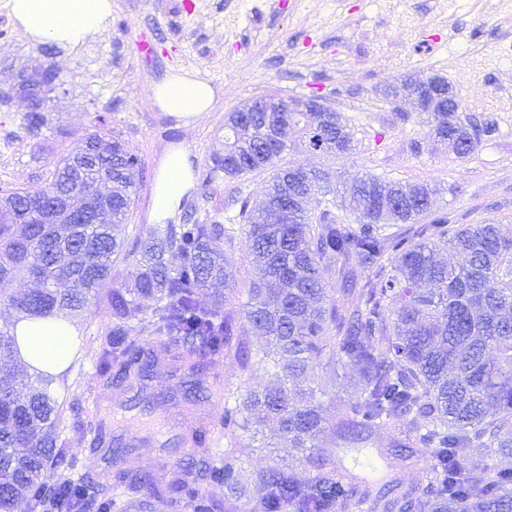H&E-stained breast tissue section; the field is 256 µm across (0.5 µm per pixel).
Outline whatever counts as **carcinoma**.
<instances>
[{
  "label": "carcinoma",
  "instance_id": "obj_1",
  "mask_svg": "<svg viewBox=\"0 0 512 512\" xmlns=\"http://www.w3.org/2000/svg\"><path fill=\"white\" fill-rule=\"evenodd\" d=\"M425 80L407 77L391 95L415 102ZM435 135L460 156L467 136L448 126V113L430 111ZM224 152L211 157L207 179L236 178L272 170L263 196L243 203L240 218L248 247L260 262L247 301L226 307L212 286H229L232 266L224 254V225L185 220L159 224L131 243L114 235L127 223L137 191L140 161L121 136L88 134L56 166L47 185L5 195L0 208V303L26 318L68 315L107 290L112 327L99 337L98 373L108 385L133 386L162 354L176 352L193 376L186 400L204 390L199 371L208 360L235 352L248 363L276 357L277 383L224 408V434L278 423V437L296 450L297 462L327 432L321 395L340 370L360 379V392L336 409L335 438L352 448L377 429L402 420L429 449L427 486L391 499L371 498L354 477L321 465L302 477L294 463L253 477L255 505L248 512H512V469L497 465L512 456V237L500 225L449 223L432 209L435 189L424 183L356 178L344 197L357 204L352 224L330 210L310 223L313 204L328 174L290 164L275 166L288 139L302 135L326 153H344L352 137L337 112H231ZM102 182L112 184V204L98 224H45L46 191L74 199ZM463 257L453 265L448 255ZM178 263H170L168 256ZM133 259L136 275L110 288L117 259ZM336 263L347 299L336 303L321 267ZM38 288L14 293L18 280ZM209 293L211 302L200 296ZM152 301L148 309L142 300ZM166 339L154 349L139 333ZM264 343L252 353L240 335ZM332 341L328 381L315 374ZM60 376L31 374L16 357L10 326L0 329V512H112L113 492L137 512L156 503L191 506L192 512H237L217 497L241 477L236 449L216 455L209 432L191 435L196 460L170 472L163 485L151 475L117 470L69 478L80 460L61 437L65 412L71 430L93 435L92 451L112 454L102 424L81 417L78 402L55 394ZM472 448L484 463L462 472L457 449ZM60 478L52 481L49 474Z\"/></svg>",
  "mask_w": 512,
  "mask_h": 512
}]
</instances>
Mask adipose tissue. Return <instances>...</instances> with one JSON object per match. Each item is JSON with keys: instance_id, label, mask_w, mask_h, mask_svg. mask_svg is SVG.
I'll list each match as a JSON object with an SVG mask.
<instances>
[{"instance_id": "1", "label": "adipose tissue", "mask_w": 512, "mask_h": 512, "mask_svg": "<svg viewBox=\"0 0 512 512\" xmlns=\"http://www.w3.org/2000/svg\"><path fill=\"white\" fill-rule=\"evenodd\" d=\"M11 13L33 42L75 48L107 29L112 0H11ZM151 95L159 109L191 126L203 113L211 111L216 91L191 73L178 71L153 83ZM193 186L187 151L166 150L156 167L151 222L161 224L173 218ZM12 333L17 356L29 368L57 374L71 359L76 331L67 320L22 319L16 322Z\"/></svg>"}]
</instances>
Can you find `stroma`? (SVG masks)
Returning <instances> with one entry per match:
<instances>
[{
  "mask_svg": "<svg viewBox=\"0 0 512 512\" xmlns=\"http://www.w3.org/2000/svg\"><path fill=\"white\" fill-rule=\"evenodd\" d=\"M53 66L59 88L38 132H30L26 101L12 90L32 66ZM172 70L193 72L218 91L217 103L184 126L153 102L149 87ZM407 74L438 75L451 85L458 119L475 130V148L458 156L434 137L424 112H404L388 85ZM0 191L43 187L56 164L92 131L121 135L144 168L121 234H147L155 168L170 147L187 149L194 170L188 198L194 219L227 229L224 251L233 266L232 305L246 302L256 266L238 214L258 199L268 173L207 182L213 153L224 149L228 112L253 99L320 96L340 113L352 135L343 154L312 151L296 140L281 164L327 172L332 184L370 174L386 181L424 182L438 194L434 210L454 224H500L512 236V0H112L107 33L65 49L33 43L14 23L10 0H0ZM81 348L59 397L77 399L85 420L99 401L112 400L109 428L122 470L162 475L191 461L192 432L207 427L214 448L234 447L239 484L224 495L249 512L255 472L290 461L288 447L268 448L262 433L224 436V409L246 391L274 380V363L248 367L228 354L208 361L206 389L184 403L188 368L155 367L145 395L167 396L166 406L127 405L126 395L97 374L98 338L111 325L105 300L93 299L74 319ZM317 453L337 472H351L372 495L390 496L423 484L428 451L406 429L376 431L353 449L323 443Z\"/></svg>",
  "mask_w": 512,
  "mask_h": 512,
  "instance_id": "stroma-1",
  "label": "stroma"
}]
</instances>
